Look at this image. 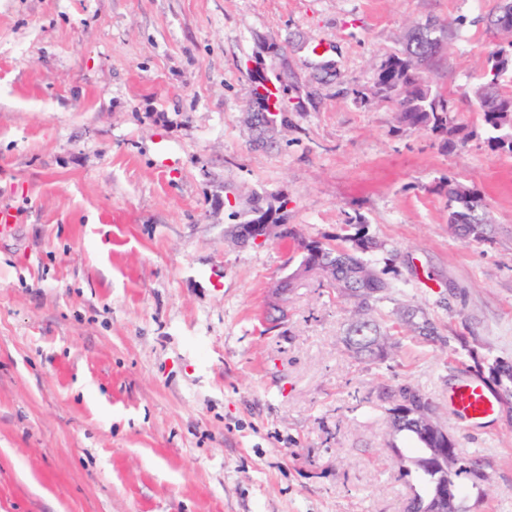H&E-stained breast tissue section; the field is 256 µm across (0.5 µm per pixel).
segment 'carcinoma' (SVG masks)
Returning <instances> with one entry per match:
<instances>
[{
  "instance_id": "carcinoma-1",
  "label": "carcinoma",
  "mask_w": 512,
  "mask_h": 512,
  "mask_svg": "<svg viewBox=\"0 0 512 512\" xmlns=\"http://www.w3.org/2000/svg\"><path fill=\"white\" fill-rule=\"evenodd\" d=\"M458 35L456 28L447 22H427L415 29L403 50L392 53L376 71L375 85L393 101L399 110L400 122L414 128L428 129L446 136L449 146H456L459 134L455 108L450 99L433 89L424 76L438 52L452 37ZM512 54V45H499L487 57L486 82L478 85L480 95L476 98L483 124L490 130L487 142L495 151L512 155V113L501 108L504 100L512 101V94L501 89L502 80L512 75V65L506 69L497 67L496 58L503 51ZM448 221L451 226L475 240L486 239L485 203L477 190L461 183L448 182ZM344 240L350 242L346 248L333 247L312 241L303 244L300 265L304 271L314 267H326L331 271L330 285L337 295L352 305L351 317L344 341L346 350L356 359L385 361L394 355L397 343L392 335L383 330L375 319L381 305L390 299L389 288L377 271L375 264L363 258L372 251L376 243L362 229L348 234ZM492 382L504 394L512 397V366L499 364L492 368ZM387 398L395 401L391 410L406 409L401 417L399 432L417 443L419 452L407 456L395 451L394 466L402 476L416 474L425 486V494L417 496L416 510L423 512L432 507L437 486L446 484L456 489V496L448 501V512H467L469 491L476 493V500L487 498L494 490L493 473L478 455L463 457L454 453L448 466L430 471L425 465L426 448L432 446L421 432L415 429L416 412L436 410V407L418 389L401 384L385 391Z\"/></svg>"
}]
</instances>
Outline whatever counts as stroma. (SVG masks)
Returning a JSON list of instances; mask_svg holds the SVG:
<instances>
[{"instance_id": "35a3bbf8", "label": "stroma", "mask_w": 512, "mask_h": 512, "mask_svg": "<svg viewBox=\"0 0 512 512\" xmlns=\"http://www.w3.org/2000/svg\"><path fill=\"white\" fill-rule=\"evenodd\" d=\"M499 0H0V512H404L420 486L391 449L384 389L437 408L512 512V399L477 428L449 389L466 337L512 364V156L473 90ZM430 20L460 37L428 71L465 145L400 122L377 65ZM280 46L273 57L266 44ZM288 122L258 145L254 74ZM485 198L490 232L448 222L447 182ZM283 231L240 244L252 198ZM378 244L383 322L400 346L359 362L322 275L273 290L299 241ZM419 307L441 339L407 333ZM469 347V348H470Z\"/></svg>"}]
</instances>
